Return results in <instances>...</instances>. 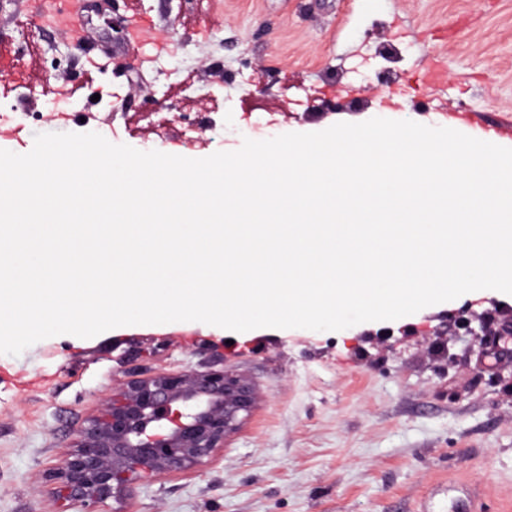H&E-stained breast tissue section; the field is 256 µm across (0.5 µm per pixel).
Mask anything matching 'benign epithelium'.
<instances>
[{
	"label": "benign epithelium",
	"mask_w": 512,
	"mask_h": 512,
	"mask_svg": "<svg viewBox=\"0 0 512 512\" xmlns=\"http://www.w3.org/2000/svg\"><path fill=\"white\" fill-rule=\"evenodd\" d=\"M498 301L465 319L444 314L436 333L479 339ZM258 404L252 384L233 373L185 368L173 374H137L121 383L104 412L89 417L59 457L57 480L77 512H102L110 499L131 495L133 481L200 465L224 447Z\"/></svg>",
	"instance_id": "obj_1"
}]
</instances>
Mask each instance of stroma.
<instances>
[{
    "label": "stroma",
    "mask_w": 512,
    "mask_h": 512,
    "mask_svg": "<svg viewBox=\"0 0 512 512\" xmlns=\"http://www.w3.org/2000/svg\"><path fill=\"white\" fill-rule=\"evenodd\" d=\"M104 11L109 24L93 20L76 44L45 25L23 37L27 11L0 0V89L36 116L1 132L0 149L96 132L205 158L385 116L512 147V0H106ZM240 70L267 92L234 82ZM46 81L74 91L85 121L49 118L50 98L30 93ZM339 94L350 111L308 117L311 99ZM164 96L202 123L194 148ZM492 299L512 305L468 293L392 321L386 340L375 322L234 332L184 321L0 354V512H75L51 472L76 429L128 372L188 365L247 378L257 410L209 462L144 477L105 512H452V482L483 488L481 512H512V336L434 333L436 314Z\"/></svg>",
    "instance_id": "35a3bbf8"
}]
</instances>
